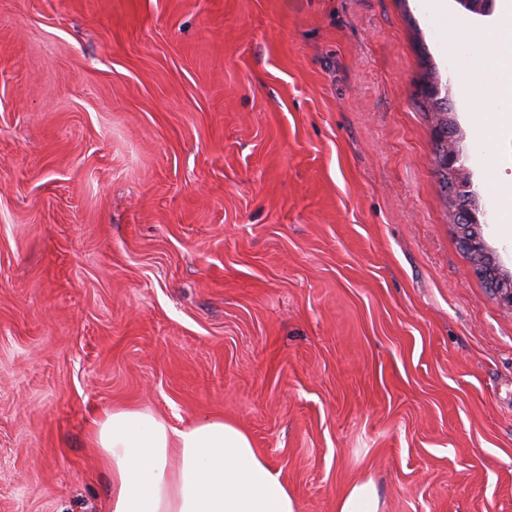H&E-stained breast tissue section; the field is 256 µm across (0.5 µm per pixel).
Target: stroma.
<instances>
[{
    "instance_id": "stroma-1",
    "label": "stroma",
    "mask_w": 512,
    "mask_h": 512,
    "mask_svg": "<svg viewBox=\"0 0 512 512\" xmlns=\"http://www.w3.org/2000/svg\"><path fill=\"white\" fill-rule=\"evenodd\" d=\"M455 0H0V512H106L117 406L250 434L300 512H512V97ZM426 87H435L434 82L425 81L422 85V89ZM421 89V95L424 99V102L428 103V111L436 118V128L435 131L437 133L436 137V154H437V162L439 165V160L441 155L448 150V159L447 161H441L440 164H448L447 167L440 168L439 172L441 174V179L443 183V187L447 190V198L449 199L450 206H464L467 203V199L464 196L463 192L458 191L457 189V181L454 175L448 171V168H452L457 172H464L465 170V161L462 150H460L457 142L448 146V136L455 132L454 124L449 116V106H448V98L436 97V95L423 93ZM465 173V172H464ZM448 187L452 191V195L448 197ZM457 223L458 224H455V226L459 228L462 234L463 247L475 257L484 256L490 260V272L487 275L493 277L495 284L498 280H503L508 283V288H493V290L501 305L512 308V288L510 285L511 271L503 269L496 262L493 252L490 250L482 234L477 233L474 236H469L471 228L480 227L482 226L481 224L488 225L490 223L488 217L478 208L477 211H474L470 207H467L466 210H462L458 213ZM336 512H383V502L372 478L351 484L338 499Z\"/></svg>"
}]
</instances>
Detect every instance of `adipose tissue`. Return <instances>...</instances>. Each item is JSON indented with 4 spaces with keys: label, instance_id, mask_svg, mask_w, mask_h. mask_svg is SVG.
I'll return each instance as SVG.
<instances>
[{
    "label": "adipose tissue",
    "instance_id": "obj_1",
    "mask_svg": "<svg viewBox=\"0 0 512 512\" xmlns=\"http://www.w3.org/2000/svg\"><path fill=\"white\" fill-rule=\"evenodd\" d=\"M92 446L111 478L108 512H299L287 481L231 422L176 429L151 411L116 408Z\"/></svg>",
    "mask_w": 512,
    "mask_h": 512
}]
</instances>
